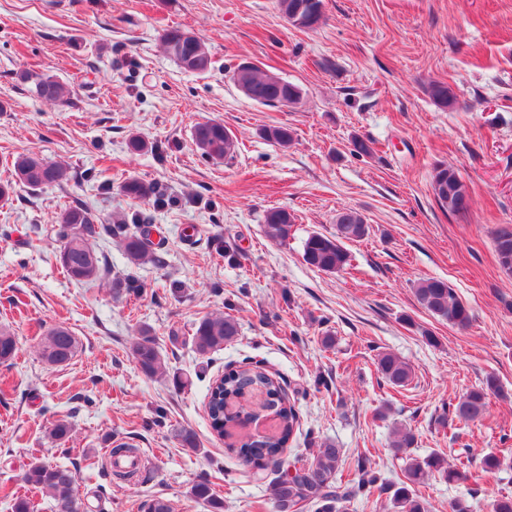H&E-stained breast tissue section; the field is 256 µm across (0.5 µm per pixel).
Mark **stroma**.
Returning <instances> with one entry per match:
<instances>
[{"label": "stroma", "mask_w": 512, "mask_h": 512, "mask_svg": "<svg viewBox=\"0 0 512 512\" xmlns=\"http://www.w3.org/2000/svg\"><path fill=\"white\" fill-rule=\"evenodd\" d=\"M171 27L203 41L208 72H185L169 57L159 35ZM245 61L299 85L301 101L248 99L231 79ZM24 69L69 82V104L35 98L18 78ZM433 81L454 89L455 109L432 102ZM211 119L237 137L234 158L196 149L193 127ZM273 125L292 131L291 145L264 138ZM134 135L144 150H130ZM357 137L370 154H353ZM28 151L69 164L75 178L16 188L0 205V326L19 346L0 364V512H12L9 495L36 458L76 469L86 512H143L155 497L173 512H209L189 495L204 479L223 512H274L279 470L231 458L205 410L212 381L249 362L278 373L295 406L289 460L331 440L343 453V480H357L361 463L381 473L384 485L348 512H391L392 490L405 479L390 446L398 427L415 434V455L465 460L460 481L436 475L422 487L430 512H449L458 498L492 512L495 499L512 495V275L493 244L495 229L512 225V0H324V20L312 29L288 23L276 0H0V181ZM438 164L468 186L466 214L436 201ZM131 176L161 183L176 203L154 214L158 264L130 269L118 244L101 243L112 273L134 271L144 285L116 300L107 285L67 278L55 258L57 216L76 201L103 217L141 209L99 188ZM272 207L297 217L287 244L263 234ZM345 208L364 217L369 235L347 243L341 272L311 268L304 240L335 233ZM431 277L470 307L468 327L418 303L414 290ZM173 280L185 285L180 296L168 290ZM219 313L235 316L240 334L200 356L193 325ZM58 325L81 348L54 366L39 344ZM144 327L164 369L153 378L131 355ZM387 352L411 366L407 386L378 372ZM176 375L189 385L174 387ZM490 376L500 390L489 394L484 419H454L459 398ZM59 417L72 425L64 448L47 435ZM181 427L196 433L199 452L180 447ZM115 439L150 459L131 481L104 464ZM489 452L504 466L484 477Z\"/></svg>", "instance_id": "stroma-1"}]
</instances>
